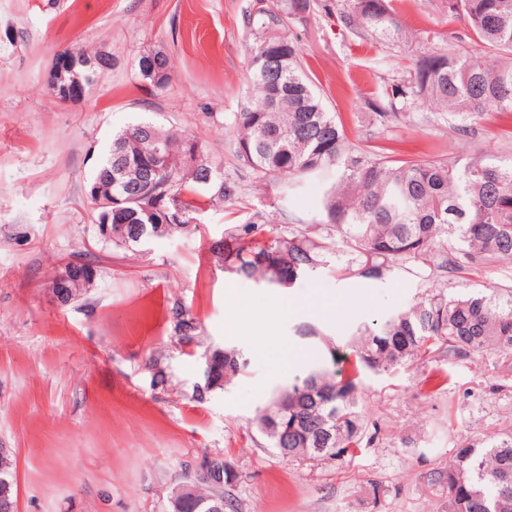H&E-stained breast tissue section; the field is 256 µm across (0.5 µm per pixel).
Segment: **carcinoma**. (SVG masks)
<instances>
[{"label": "carcinoma", "instance_id": "carcinoma-1", "mask_svg": "<svg viewBox=\"0 0 512 512\" xmlns=\"http://www.w3.org/2000/svg\"><path fill=\"white\" fill-rule=\"evenodd\" d=\"M312 0H283L281 10L259 6L247 16L256 32L250 82L256 91L234 114V155L262 180L292 191L306 178L322 184L320 220L276 227L263 235L255 225L235 226L212 251L225 272L276 288L294 287L324 270L339 282L383 280L398 272L417 278L423 291L407 306L358 326L349 340L355 360L336 370L335 339L304 324L297 334L323 344L326 357L308 372L278 388L269 406L276 418L258 413L253 425L269 447L300 465L350 461L373 445L363 399L362 377L382 374L443 357L495 352L512 356V284L455 288L491 265L512 261V157L483 155L464 166L452 159L404 161L381 148L352 140L341 117L327 110L307 73L300 48L285 27L306 18ZM449 20H462L489 59L477 62L465 52H422L408 79L367 103L374 125L407 116L427 105L464 133L488 112H512V0H448ZM336 22L361 39L387 42L401 31L392 0H336ZM284 60L270 69V54ZM161 75L139 67L142 78L161 88L168 79V57L161 50ZM171 152L159 171L143 182L124 181L127 169L153 164L149 137ZM199 143L148 121L114 135L94 175L112 177V209L122 223L98 241L132 249L152 238L197 230L206 202L233 200L239 185L217 176ZM165 319L178 344L191 346L197 322L175 303ZM247 367L235 349L204 357L203 382L194 386L201 403ZM224 479L198 477L180 512H209L221 496L223 512H240L233 493L236 475L220 461ZM448 493V512H512V432L459 440L447 464L430 474Z\"/></svg>", "mask_w": 512, "mask_h": 512}]
</instances>
